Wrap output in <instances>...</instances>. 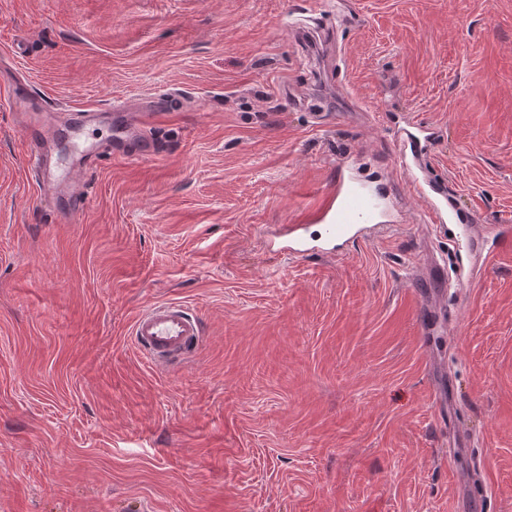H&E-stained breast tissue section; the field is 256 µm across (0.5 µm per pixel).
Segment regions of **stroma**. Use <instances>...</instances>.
Wrapping results in <instances>:
<instances>
[{
	"mask_svg": "<svg viewBox=\"0 0 512 512\" xmlns=\"http://www.w3.org/2000/svg\"><path fill=\"white\" fill-rule=\"evenodd\" d=\"M21 78L58 171L99 152L56 223L0 99V512H512V242L453 249L390 129L435 128L420 179L512 225V0H0ZM155 100L152 155L114 159ZM341 168L389 230L269 252ZM169 300L204 329L171 368L131 336Z\"/></svg>",
	"mask_w": 512,
	"mask_h": 512,
	"instance_id": "1",
	"label": "stroma"
}]
</instances>
